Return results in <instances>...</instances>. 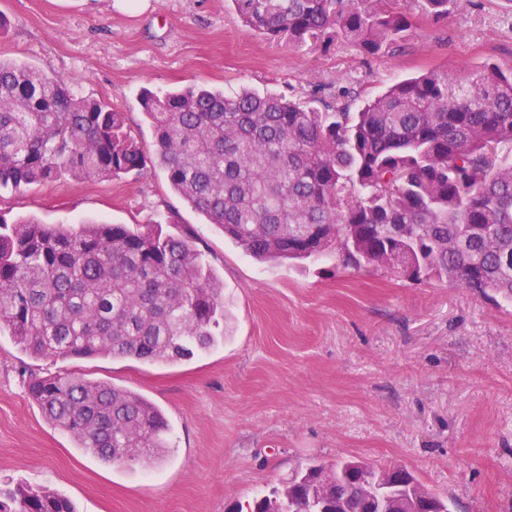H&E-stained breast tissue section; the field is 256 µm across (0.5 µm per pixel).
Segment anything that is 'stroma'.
<instances>
[{
	"label": "stroma",
	"instance_id": "obj_1",
	"mask_svg": "<svg viewBox=\"0 0 512 512\" xmlns=\"http://www.w3.org/2000/svg\"><path fill=\"white\" fill-rule=\"evenodd\" d=\"M416 24L366 55L336 39L291 47L245 28L232 0H0V58L78 76L81 95L125 112L145 148L142 88L195 80L323 108L373 98L430 69L512 68V0H464L447 20L399 0ZM6 218L80 228L177 216L224 284V344L177 364L34 358L0 336V485L48 487L77 512H237L313 461L402 465L451 512H512V301L434 279L258 261L150 166L0 195ZM82 372L156 403L173 451L151 469L100 462L49 424L30 375Z\"/></svg>",
	"mask_w": 512,
	"mask_h": 512
}]
</instances>
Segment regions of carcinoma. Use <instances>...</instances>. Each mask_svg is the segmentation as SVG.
Returning a JSON list of instances; mask_svg holds the SVG:
<instances>
[{"label": "carcinoma", "instance_id": "1", "mask_svg": "<svg viewBox=\"0 0 512 512\" xmlns=\"http://www.w3.org/2000/svg\"><path fill=\"white\" fill-rule=\"evenodd\" d=\"M244 26L295 45L336 38L367 55L413 26L398 0H233ZM463 0H422L448 17ZM78 81L0 58V193L65 179L114 180L151 161L125 113ZM154 155L207 223L263 262L334 256L356 268L438 279L512 300V70L431 69L350 111L196 83L140 93ZM79 230L0 216V334L35 357L175 365L224 342V289L178 220ZM29 397L106 464L150 469L172 448L161 409L80 373L34 376ZM314 461L249 512H361L346 472ZM0 512H76L49 488L0 487Z\"/></svg>", "mask_w": 512, "mask_h": 512}]
</instances>
